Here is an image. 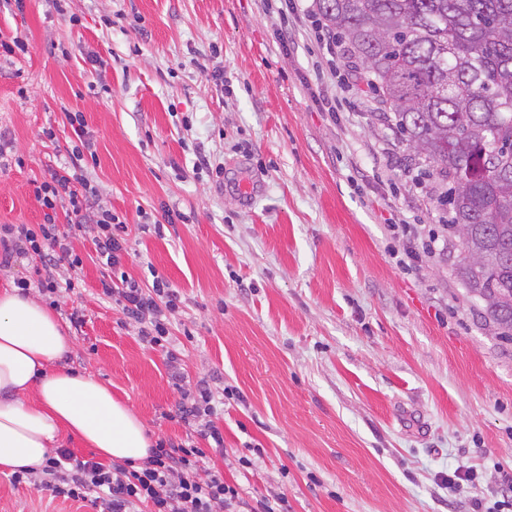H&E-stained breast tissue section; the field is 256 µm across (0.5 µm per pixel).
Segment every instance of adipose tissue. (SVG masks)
Listing matches in <instances>:
<instances>
[{
	"label": "adipose tissue",
	"mask_w": 512,
	"mask_h": 512,
	"mask_svg": "<svg viewBox=\"0 0 512 512\" xmlns=\"http://www.w3.org/2000/svg\"><path fill=\"white\" fill-rule=\"evenodd\" d=\"M73 350L33 293L0 289V471L39 472L69 438L107 462L149 457L143 421L93 373L68 367Z\"/></svg>",
	"instance_id": "1"
}]
</instances>
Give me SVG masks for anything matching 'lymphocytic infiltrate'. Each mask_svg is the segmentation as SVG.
Returning a JSON list of instances; mask_svg holds the SVG:
<instances>
[{"mask_svg": "<svg viewBox=\"0 0 512 512\" xmlns=\"http://www.w3.org/2000/svg\"><path fill=\"white\" fill-rule=\"evenodd\" d=\"M83 159V151L73 150L69 162L35 186L42 223L0 225V268L33 255L38 259L37 280L20 281V288L34 285L45 296L74 290L73 273L83 265L74 241L80 235L88 237L96 261L110 271L101 282L103 295L121 307L140 340L164 348L169 382L179 394L172 418L189 432L179 441L157 440L149 458L136 465L127 461L105 465L62 448L40 472L20 470L12 474V481L32 483L56 497L92 498L98 512H288L285 494L249 504L238 483L210 467L208 450L224 448L220 406L240 394L232 386L213 389L205 379L189 381L178 352L168 346L170 317L179 307L180 292L158 274L150 287H140L124 271L126 223L102 201L83 172ZM63 221L68 231L60 230Z\"/></svg>", "mask_w": 512, "mask_h": 512, "instance_id": "obj_1", "label": "lymphocytic infiltrate"}]
</instances>
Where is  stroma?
Segmentation results:
<instances>
[{"instance_id": "1", "label": "stroma", "mask_w": 512, "mask_h": 512, "mask_svg": "<svg viewBox=\"0 0 512 512\" xmlns=\"http://www.w3.org/2000/svg\"><path fill=\"white\" fill-rule=\"evenodd\" d=\"M64 7L0 6V37L29 43L0 60V140L12 145L0 225L41 223L34 185L68 160L78 140L66 115L83 113L96 154L85 171L127 225L126 272L181 291L171 342L190 380L243 396L224 408L212 460L246 500L282 490L288 512L494 500L512 476V343L458 280L455 238L418 272L397 265L391 225L424 235L447 214L374 94L343 82L354 58L325 60L316 0ZM201 151L223 177L197 169ZM240 176L258 186L248 206ZM168 209L183 221L165 223ZM75 249L79 286L54 307L73 338L69 366L111 385L153 438H185L168 417L178 394L161 351L102 296L91 242ZM246 441L264 449L247 470ZM462 466L478 478L454 495L441 478ZM0 512L95 510L0 472Z\"/></svg>"}]
</instances>
